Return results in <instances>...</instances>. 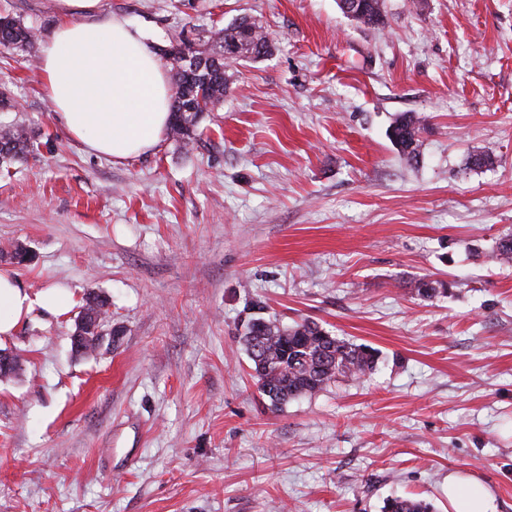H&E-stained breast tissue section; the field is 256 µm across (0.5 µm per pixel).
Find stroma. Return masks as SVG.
I'll return each instance as SVG.
<instances>
[{
  "instance_id": "35a3bbf8",
  "label": "stroma",
  "mask_w": 512,
  "mask_h": 512,
  "mask_svg": "<svg viewBox=\"0 0 512 512\" xmlns=\"http://www.w3.org/2000/svg\"><path fill=\"white\" fill-rule=\"evenodd\" d=\"M103 5L154 51L243 16L272 48L227 70L191 147L116 162L57 121L38 49L0 46V122L38 148L0 169V272L72 295L0 339L22 358L0 380V512H452L453 473L512 512V264L488 260L512 234V0H386L380 28L336 0ZM0 13L42 42L59 21L56 0ZM405 112L416 166L387 136ZM90 292L105 335L79 354ZM257 303L378 349L377 370L272 409L242 343ZM382 512H434V508L423 499L395 497L386 499Z\"/></svg>"
}]
</instances>
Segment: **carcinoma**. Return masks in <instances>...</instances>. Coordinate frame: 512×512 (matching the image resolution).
Masks as SVG:
<instances>
[{"mask_svg":"<svg viewBox=\"0 0 512 512\" xmlns=\"http://www.w3.org/2000/svg\"><path fill=\"white\" fill-rule=\"evenodd\" d=\"M361 11L355 21L368 27L385 23V0H359ZM37 42L36 31L21 19L0 16V45L30 49ZM271 51L266 28L257 20L242 17L204 43V48L182 40L161 50L174 61L175 93L172 99V139L191 142L205 112H213L224 102L225 68L231 61L259 58ZM420 118L398 116L388 137L402 159L416 165L420 161ZM35 155L28 130L17 122L0 123V163L10 166ZM260 395L277 409L291 400L312 397L339 380H356L374 370L379 352L333 336L313 322L284 326L277 316L252 318L242 336ZM382 512H434L433 505L408 497L390 498Z\"/></svg>","mask_w":512,"mask_h":512,"instance_id":"cac0c4a2","label":"carcinoma"}]
</instances>
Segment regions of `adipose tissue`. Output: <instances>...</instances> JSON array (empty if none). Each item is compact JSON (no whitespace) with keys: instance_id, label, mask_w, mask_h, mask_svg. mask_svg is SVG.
Returning a JSON list of instances; mask_svg holds the SVG:
<instances>
[{"instance_id":"adipose-tissue-1","label":"adipose tissue","mask_w":512,"mask_h":512,"mask_svg":"<svg viewBox=\"0 0 512 512\" xmlns=\"http://www.w3.org/2000/svg\"><path fill=\"white\" fill-rule=\"evenodd\" d=\"M59 22L40 54L44 96L67 134L89 151L123 161L151 152L170 122L167 73L145 36L102 7V0H57ZM59 289L33 294L0 273V337L11 336L34 309L66 313ZM454 512H488L489 494L475 480L448 477Z\"/></svg>"}]
</instances>
